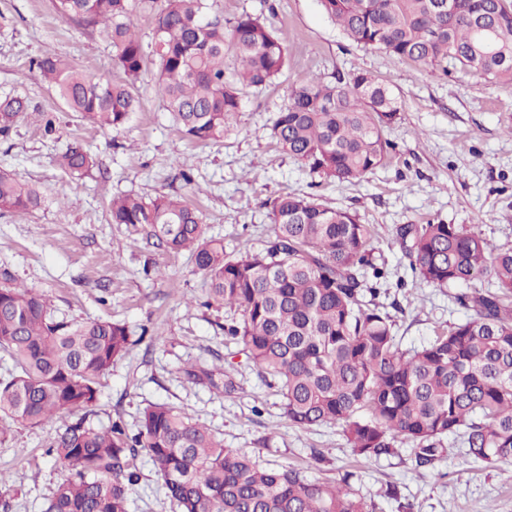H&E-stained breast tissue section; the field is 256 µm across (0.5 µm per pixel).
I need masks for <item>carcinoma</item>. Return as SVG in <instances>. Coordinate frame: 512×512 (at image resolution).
Wrapping results in <instances>:
<instances>
[{"instance_id":"carcinoma-1","label":"carcinoma","mask_w":512,"mask_h":512,"mask_svg":"<svg viewBox=\"0 0 512 512\" xmlns=\"http://www.w3.org/2000/svg\"><path fill=\"white\" fill-rule=\"evenodd\" d=\"M153 5V41L146 53L133 0H59L65 17L100 30L122 82L104 80L56 55L35 68L66 110L100 129L120 131L139 108L133 88L156 66L165 110L190 140L206 144L235 129L244 97L269 87L287 61L284 39L258 16L232 22L207 0H144ZM352 43L378 48L431 73L477 74L512 84L509 0H319ZM28 109L19 96L0 98V135ZM400 104L366 72L295 85L270 136L290 158L330 182L360 180L384 166L386 137ZM95 165L79 143L60 166L82 175ZM43 193L0 172V213H27ZM273 236L263 248L228 252L206 236L201 213L184 197L160 193L110 202L114 224L149 228L167 252L190 250L209 299L234 317L224 335L281 397L293 427L334 425L352 453L369 461L412 446L419 466L461 441L465 455L512 464V246H491L461 224H399L413 287L455 288L473 314L418 347L396 339L394 317L378 301L383 269L372 262V224L312 196L283 192L266 203ZM488 281L495 292H482ZM133 332L111 320L53 319L47 299L28 288L0 285V351L14 372L0 379V416L45 426L92 410L98 380L126 356ZM149 457L179 512H371L348 476L312 479L299 468L273 466L199 424L185 408L150 404L130 434L79 419L56 431L47 452L68 475L44 512H128L138 481L135 460Z\"/></svg>"}]
</instances>
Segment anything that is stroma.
Segmentation results:
<instances>
[{
    "mask_svg": "<svg viewBox=\"0 0 512 512\" xmlns=\"http://www.w3.org/2000/svg\"><path fill=\"white\" fill-rule=\"evenodd\" d=\"M58 0H0V97L20 96L29 109L9 136H0V171L39 187L40 208L0 213V282L46 295L57 320H114L149 334L101 377L98 399L86 417L100 428L121 421L135 432L151 403L188 408L230 448L271 465L304 469L313 478L349 476L375 512H512V466L490 467L465 456L453 441L431 467L417 466L409 445L369 462L355 457L338 427L298 429L281 416L278 396L224 334L229 311L206 305V282L189 253H169L145 232L110 221L112 196L188 195L206 216L209 235L226 250L259 249L270 235L267 199L288 191L313 196L374 224L377 266L388 277L396 334L403 346L430 340L438 326L467 312L447 291L397 287L405 259L390 229L441 219L482 233L493 244L512 243V85L475 75L438 76L384 50L352 44L321 11L318 0H216L232 19L263 15L287 37L288 65L276 84L247 94L235 131L205 145L183 138L164 109L154 69L135 86L140 106L120 131L84 124L66 111L30 62L47 52L96 76L121 81L98 29L61 16ZM363 70L387 83L401 104V119L387 133L394 149L386 165L341 184L310 175L269 137L292 87L311 77ZM57 131L46 136V114ZM80 141L97 167L65 173L59 157ZM194 189H187L183 174ZM233 357L239 385L223 389L224 359ZM204 363L213 383H194L185 371ZM55 425L31 427L0 420V472L13 490L0 512H42L61 479L46 448ZM129 512H177L145 455ZM394 487L397 498L385 497Z\"/></svg>",
    "mask_w": 512,
    "mask_h": 512,
    "instance_id": "stroma-1",
    "label": "stroma"
}]
</instances>
